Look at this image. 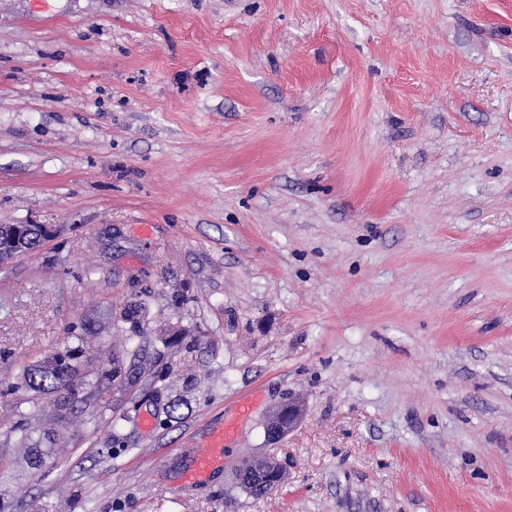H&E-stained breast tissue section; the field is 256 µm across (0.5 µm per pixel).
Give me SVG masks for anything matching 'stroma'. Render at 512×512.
Masks as SVG:
<instances>
[{
    "label": "stroma",
    "mask_w": 512,
    "mask_h": 512,
    "mask_svg": "<svg viewBox=\"0 0 512 512\" xmlns=\"http://www.w3.org/2000/svg\"><path fill=\"white\" fill-rule=\"evenodd\" d=\"M30 223L0 512H512V0H0V224ZM77 333L76 400L12 390ZM280 409L288 410V422L286 423L288 431L297 425L302 416V408L299 403L288 400L279 406ZM281 425L275 424L272 420L268 419L265 424V435L268 442L273 445L276 444L282 435L287 431ZM229 432L230 428L225 427L210 441L206 450L196 457L193 467L186 474L184 488L189 489L209 478L215 465L224 456V436ZM272 468L279 470L282 477L281 483H285L288 478V473L285 467L274 457L263 454L253 457V459L247 465H244L243 462L240 466H238V468H236L235 472L233 473V476L237 474L240 479H243L247 476L249 478H252L251 484H254V482H258L254 480L265 479L264 474L269 469ZM273 469L269 470L268 474L265 475L267 477L266 480L264 481L266 484L262 487L258 485L251 486L249 482L244 481L243 485L246 488L247 494L250 497L259 498L283 486V484H279L278 473Z\"/></svg>",
    "instance_id": "stroma-1"
}]
</instances>
